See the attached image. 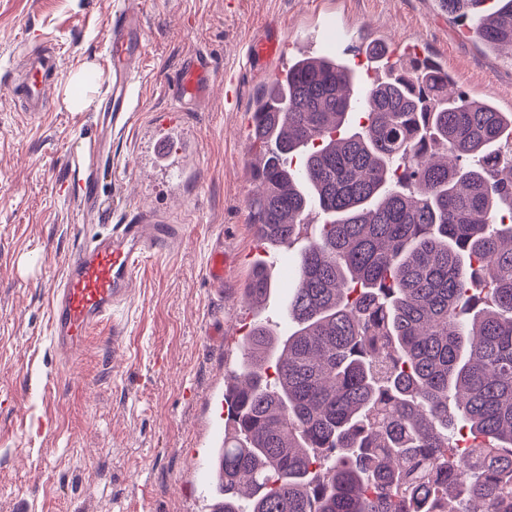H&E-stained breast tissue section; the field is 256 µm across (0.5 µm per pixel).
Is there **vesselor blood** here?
Here are the masks:
<instances>
[{"mask_svg": "<svg viewBox=\"0 0 512 512\" xmlns=\"http://www.w3.org/2000/svg\"><path fill=\"white\" fill-rule=\"evenodd\" d=\"M284 41L281 35L250 43L247 53L263 61L279 56ZM143 55L140 8L136 0H127L117 15L110 37L112 65L111 119L126 123L132 110L131 88ZM58 75L54 54L48 49L30 51L23 61V76L17 85L24 111H45L50 89ZM212 73L203 55L195 54L184 62L173 97L178 107L196 104L208 97ZM176 142L172 127H165L154 143L155 165L170 180L183 176L171 162ZM63 191L84 212H92L97 190L92 176H84L75 186ZM178 237L175 225L139 222L118 224L111 231L89 230L85 243L71 253L63 265L61 277L49 292L56 347L68 352L79 350L87 335L103 320L116 315L130 300V284L144 257L160 248L174 247ZM197 486L211 492L220 475L211 456L197 462Z\"/></svg>", "mask_w": 512, "mask_h": 512, "instance_id": "b4317fda", "label": "vessel or blood"}]
</instances>
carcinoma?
<instances>
[{"mask_svg": "<svg viewBox=\"0 0 512 512\" xmlns=\"http://www.w3.org/2000/svg\"><path fill=\"white\" fill-rule=\"evenodd\" d=\"M438 5L512 46V0ZM414 78L300 53L254 101L250 223L306 245L292 331L239 339L211 512H512V110Z\"/></svg>", "mask_w": 512, "mask_h": 512, "instance_id": "cac0c4a2", "label": "carcinoma"}]
</instances>
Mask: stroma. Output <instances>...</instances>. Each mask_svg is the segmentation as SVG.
Returning a JSON list of instances; mask_svg holds the SVG:
<instances>
[{"label": "stroma", "mask_w": 512, "mask_h": 512, "mask_svg": "<svg viewBox=\"0 0 512 512\" xmlns=\"http://www.w3.org/2000/svg\"><path fill=\"white\" fill-rule=\"evenodd\" d=\"M146 40L130 121L104 135L97 224L111 229L151 210L182 229L171 251L143 259L120 342L104 321L79 354L51 340L48 290L81 243L86 217L58 185L61 156L90 150L109 125V27L123 0H0V512H210L195 492L196 453L210 442L211 396L238 363L243 327L286 333L287 284L297 249L272 269L260 308L242 300L262 256L249 222L255 190L248 150L252 100L268 71L308 33L370 29L391 48L421 44L457 85L512 110V56L484 51L468 21L433 0H142ZM287 31L282 56L251 65L253 40ZM51 43L59 78L49 108L21 112L11 88L26 50ZM204 54L216 82L232 77L233 107L214 93L180 112L170 87L184 60ZM93 85L88 107L65 101L76 73ZM188 131L192 163L181 185L152 167V130L167 117ZM110 126V125H109ZM226 258L209 282L211 251Z\"/></svg>", "instance_id": "obj_1"}]
</instances>
